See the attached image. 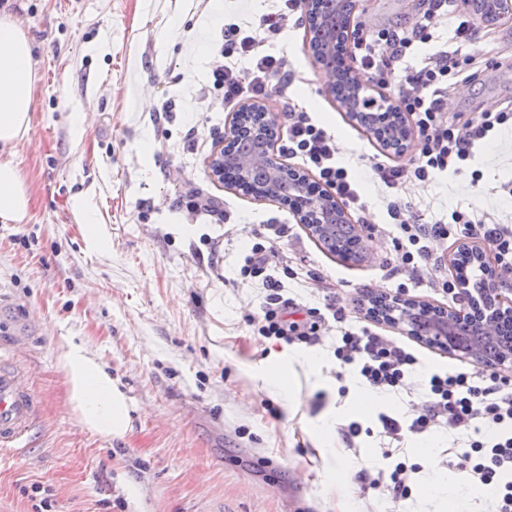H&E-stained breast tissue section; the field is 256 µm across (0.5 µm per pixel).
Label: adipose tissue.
Returning <instances> with one entry per match:
<instances>
[{"label": "adipose tissue", "instance_id": "ef3b65f1", "mask_svg": "<svg viewBox=\"0 0 512 512\" xmlns=\"http://www.w3.org/2000/svg\"><path fill=\"white\" fill-rule=\"evenodd\" d=\"M38 81L33 45L27 30L9 15H0V223L22 224L30 218L31 193L12 157L29 134ZM57 360L66 385L71 415L86 431L109 440L124 439L131 429L132 406L85 340L62 337ZM314 367L307 353L271 362L257 376L258 391L293 400L285 378L288 364Z\"/></svg>", "mask_w": 512, "mask_h": 512}]
</instances>
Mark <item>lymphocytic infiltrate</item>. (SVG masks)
<instances>
[{"instance_id": "obj_1", "label": "lymphocytic infiltrate", "mask_w": 512, "mask_h": 512, "mask_svg": "<svg viewBox=\"0 0 512 512\" xmlns=\"http://www.w3.org/2000/svg\"><path fill=\"white\" fill-rule=\"evenodd\" d=\"M448 0H429V7L408 29H378L354 39L351 58L361 78L387 90L400 112L414 128L419 142L417 153L405 165L374 163L372 171L387 187H401L407 180L421 182L451 170L461 173L476 144L495 126L512 119L506 112L474 113L457 123L448 112V76L460 68L455 43L467 41L480 31L479 21L464 0H457L454 11L453 46H441L424 60L421 68L404 65L403 60L417 44L431 41L432 29L444 17ZM234 47L224 54L225 62L213 72V85L224 92L228 108L243 100L259 101L269 93L286 92L292 75L286 58L268 54L256 33L237 24L227 27ZM247 58L248 67H239L237 57ZM280 153L302 158L319 182L329 187L351 210L360 209V195L348 170L340 166V146L335 136L316 124L308 113L292 111ZM410 205L402 198L388 204L393 218L399 219L404 240L402 267L411 276H429L443 293L455 292L454 284L442 274L438 246L458 235L487 245L495 254L502 272L512 274V226L496 222L490 214L469 216L453 211L450 223L423 224L404 219ZM274 248L254 244L243 259L240 274L257 281L265 291L258 314L247 321L259 336L288 345L319 344L329 325L324 314L285 297L271 257ZM341 366L355 367L373 389L418 392L423 403L410 424L382 416L385 434L400 439L403 432L416 435L444 430L469 435L468 448L457 455L455 470L471 482L491 487L495 512H512V378L490 367L451 369L415 377L416 357L393 340L364 328L343 331L334 350Z\"/></svg>"}]
</instances>
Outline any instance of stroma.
<instances>
[{
  "label": "stroma",
  "mask_w": 512,
  "mask_h": 512,
  "mask_svg": "<svg viewBox=\"0 0 512 512\" xmlns=\"http://www.w3.org/2000/svg\"><path fill=\"white\" fill-rule=\"evenodd\" d=\"M426 0H360L356 21L367 28L412 26ZM0 0L32 38L40 79L30 140L14 158L32 204L24 224L0 223V349L31 373L41 413L19 452L0 449V512H341L329 485L347 487L356 512H458L452 488L423 489L439 449L407 434L392 458L378 420L408 414V398L387 394L357 415L359 379L334 355L345 329L375 331L408 342L401 329L371 324L354 303L389 294L460 307L430 280L400 274L399 231L386 209L388 188L369 168L381 151L329 93L306 28L262 32L267 49L288 59L287 94L262 104L278 126L289 104L311 113L342 145L344 164L360 175L362 209L353 224L370 237L371 254L345 262L324 252L288 207L258 201L215 182L207 160L231 115L213 88L222 64L225 29L247 27L275 12L279 0ZM479 76L448 78L454 111L470 113L487 99L512 113V23H496L463 44ZM152 96V108L142 107ZM86 115L75 129L72 112ZM463 173L399 195L423 221L452 211L489 212L512 225V125L494 130ZM88 192L98 223L110 235L107 253L90 251L71 209ZM212 209L190 211V195ZM284 226L273 244L283 259L278 277L288 297L340 315L319 345V383L296 370L290 382L299 404L259 392L255 375L271 353L289 345L255 335L247 324L263 302L259 286L239 275L247 250L270 225ZM87 339L134 407L125 440L82 430L73 419L57 364L60 337ZM330 414L337 429L359 422L356 450L337 442L317 447L311 422ZM416 466L409 498L364 489L357 472L390 462Z\"/></svg>",
  "instance_id": "35a3bbf8"
}]
</instances>
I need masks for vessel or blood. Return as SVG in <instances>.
<instances>
[{"label":"vessel or blood","instance_id":"b4317fda","mask_svg":"<svg viewBox=\"0 0 512 512\" xmlns=\"http://www.w3.org/2000/svg\"><path fill=\"white\" fill-rule=\"evenodd\" d=\"M40 401L27 370L7 354L0 356V448H18L38 419Z\"/></svg>","mask_w":512,"mask_h":512}]
</instances>
